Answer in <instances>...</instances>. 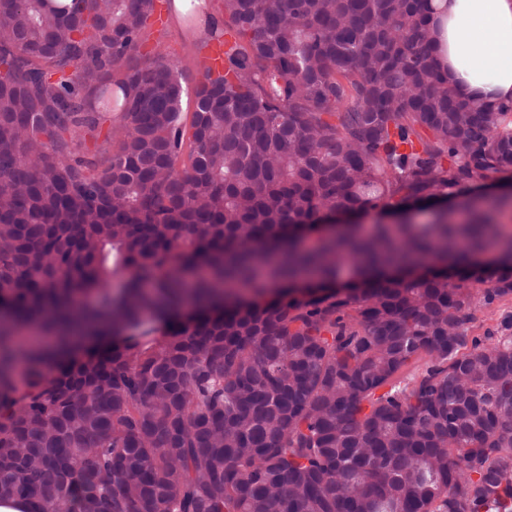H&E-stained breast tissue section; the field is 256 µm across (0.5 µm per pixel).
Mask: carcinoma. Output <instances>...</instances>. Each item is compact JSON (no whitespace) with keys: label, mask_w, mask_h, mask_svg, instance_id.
Listing matches in <instances>:
<instances>
[{"label":"carcinoma","mask_w":512,"mask_h":512,"mask_svg":"<svg viewBox=\"0 0 512 512\" xmlns=\"http://www.w3.org/2000/svg\"><path fill=\"white\" fill-rule=\"evenodd\" d=\"M155 2L0 0V504L512 512V313L468 327L512 198L301 233L511 171L512 102L459 95L431 0H182L192 89ZM76 320L112 336L22 342ZM166 19V12L162 10L159 21L165 23ZM203 44L199 38L188 34L181 23L169 19L164 25L152 26L145 51H156L178 60L189 85L192 86L194 79L199 76L200 62L207 51V48L202 47Z\"/></svg>","instance_id":"carcinoma-1"}]
</instances>
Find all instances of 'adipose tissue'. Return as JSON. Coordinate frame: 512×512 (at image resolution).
<instances>
[{"label": "adipose tissue", "instance_id": "obj_1", "mask_svg": "<svg viewBox=\"0 0 512 512\" xmlns=\"http://www.w3.org/2000/svg\"><path fill=\"white\" fill-rule=\"evenodd\" d=\"M432 27L460 95L512 99V0H435Z\"/></svg>", "mask_w": 512, "mask_h": 512}]
</instances>
